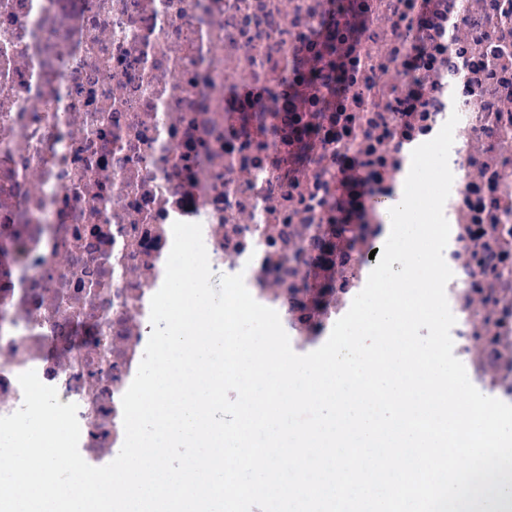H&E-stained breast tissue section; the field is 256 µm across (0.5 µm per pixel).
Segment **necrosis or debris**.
<instances>
[{"mask_svg":"<svg viewBox=\"0 0 512 512\" xmlns=\"http://www.w3.org/2000/svg\"><path fill=\"white\" fill-rule=\"evenodd\" d=\"M363 2L382 23L356 25L354 96L338 109L365 111L357 94L384 80L411 103L380 130L386 163L367 188L399 199L413 149L457 110L444 206L453 354L479 391L512 404V307L475 335L483 275L469 261L478 243L465 199L485 159L484 123L470 85L448 71L452 53L485 62L470 29L503 0H481L453 23L443 0ZM329 10V0H0V416L21 407L18 376L35 370L60 403L77 405L84 460L117 456L122 396L152 331L177 221L201 224L212 270L243 273L287 324L294 352L327 341L380 241L360 243L351 268L327 271L341 288L315 305L288 293L291 230L326 223L361 142L380 131L365 121L340 139L326 120L293 189L277 169L287 131L262 146L239 118L271 94L288 109L289 84L310 77L293 58L324 52ZM314 196L323 205L312 211Z\"/></svg>","mask_w":512,"mask_h":512,"instance_id":"necrosis-or-debris-1","label":"necrosis or debris"}]
</instances>
